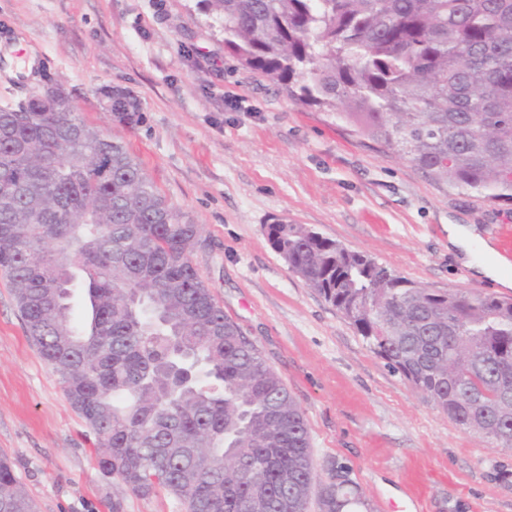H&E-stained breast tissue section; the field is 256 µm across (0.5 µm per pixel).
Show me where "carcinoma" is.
I'll return each instance as SVG.
<instances>
[{"label":"carcinoma","mask_w":512,"mask_h":512,"mask_svg":"<svg viewBox=\"0 0 512 512\" xmlns=\"http://www.w3.org/2000/svg\"><path fill=\"white\" fill-rule=\"evenodd\" d=\"M199 2L224 49L294 101L438 183L512 203V0ZM104 96L115 121L138 123L136 98ZM267 237L393 371L461 428L512 448V299L423 287L303 224L277 220ZM204 242L70 99L55 112L39 95L0 107V276L99 467L187 512H307V421L206 286L192 259ZM350 484L328 469L319 512H356ZM0 512H35L6 458Z\"/></svg>","instance_id":"carcinoma-1"}]
</instances>
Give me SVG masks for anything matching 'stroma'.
Masks as SVG:
<instances>
[{"mask_svg":"<svg viewBox=\"0 0 512 512\" xmlns=\"http://www.w3.org/2000/svg\"><path fill=\"white\" fill-rule=\"evenodd\" d=\"M63 86L87 125L121 140L195 223L193 260L225 315L304 413L315 469L347 470L362 512H512V450L462 429L376 355L275 252L266 226L302 224L435 290L512 298L448 251L447 227L490 239L512 205L436 183L408 158L224 50L198 0H0V106ZM141 103L113 122L103 87ZM36 512H185L104 473L88 429L26 335L0 278V456Z\"/></svg>","mask_w":512,"mask_h":512,"instance_id":"obj_1","label":"stroma"}]
</instances>
